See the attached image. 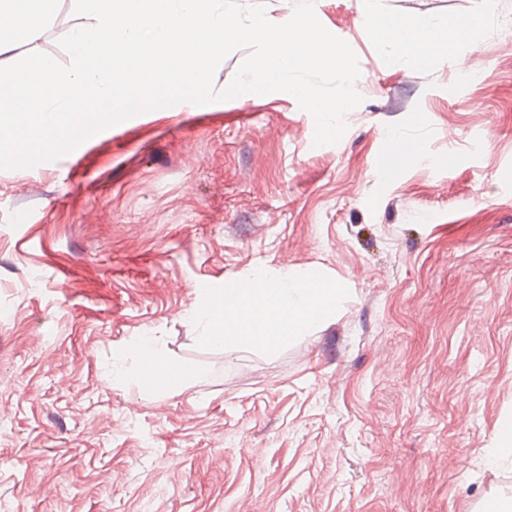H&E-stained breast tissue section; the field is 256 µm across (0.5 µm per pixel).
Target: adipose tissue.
I'll return each mask as SVG.
<instances>
[{"mask_svg":"<svg viewBox=\"0 0 512 512\" xmlns=\"http://www.w3.org/2000/svg\"><path fill=\"white\" fill-rule=\"evenodd\" d=\"M370 11L368 38L412 63L428 64L434 48L468 35L464 26L412 24L391 18L375 5ZM344 295L336 281L317 270L299 275L259 269L248 279L225 282L223 289L203 290L199 308L208 320L204 340L220 343L231 337L257 349H271L333 314Z\"/></svg>","mask_w":512,"mask_h":512,"instance_id":"ef3b65f1","label":"adipose tissue"}]
</instances>
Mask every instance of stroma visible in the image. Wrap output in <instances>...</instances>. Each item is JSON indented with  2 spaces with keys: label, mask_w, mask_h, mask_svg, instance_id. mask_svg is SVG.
<instances>
[{
  "label": "stroma",
  "mask_w": 512,
  "mask_h": 512,
  "mask_svg": "<svg viewBox=\"0 0 512 512\" xmlns=\"http://www.w3.org/2000/svg\"><path fill=\"white\" fill-rule=\"evenodd\" d=\"M470 36L426 66L315 0L359 58L334 144L278 92L144 112L0 169V512H480L512 418V0H381ZM481 73L465 80V69ZM430 158L378 167L392 134ZM324 271L329 318L201 341L202 286ZM152 334L181 383H131Z\"/></svg>",
  "instance_id": "1"
}]
</instances>
